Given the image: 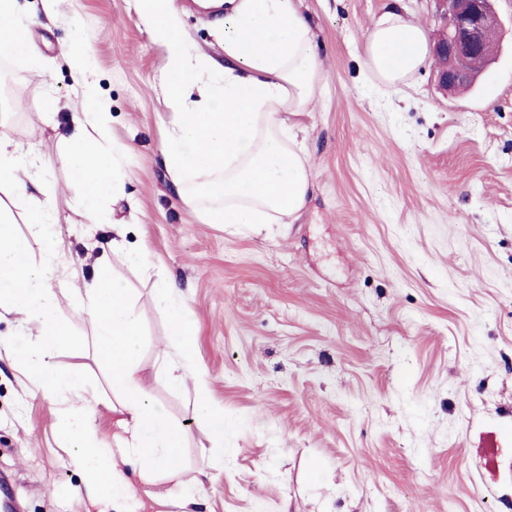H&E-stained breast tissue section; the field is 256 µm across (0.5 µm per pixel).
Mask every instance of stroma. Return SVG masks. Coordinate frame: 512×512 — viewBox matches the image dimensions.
Instances as JSON below:
<instances>
[{"label":"stroma","instance_id":"stroma-1","mask_svg":"<svg viewBox=\"0 0 512 512\" xmlns=\"http://www.w3.org/2000/svg\"><path fill=\"white\" fill-rule=\"evenodd\" d=\"M16 0L35 19L41 67L14 58L0 81L14 95L57 98L41 119L24 110L7 132L39 142L58 188L52 227L71 266L91 275L112 246V222L149 250L193 310L194 364L224 412V460L214 464L193 386L171 388L178 360L151 278L113 258L141 321L145 384L185 425L178 481L136 484L129 512H179L185 487L209 476L195 512H512V0L491 66L470 90L444 95L434 66L389 89L361 61L371 21L389 9L436 34L434 0H302L325 75L313 111L292 121L310 172L301 217L253 229L204 223L177 194L160 143L170 122L166 51L136 0ZM181 27L223 60L215 11L176 0ZM110 106L126 151L111 223L88 227L67 192L74 131L75 45ZM59 318L83 344L57 364L91 380L95 422L112 432L109 371L95 327L68 304ZM33 325L0 314V480L21 512H114L90 501L56 431L61 403L43 397L14 351Z\"/></svg>","mask_w":512,"mask_h":512}]
</instances>
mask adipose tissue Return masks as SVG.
Masks as SVG:
<instances>
[{
    "instance_id": "adipose-tissue-1",
    "label": "adipose tissue",
    "mask_w": 512,
    "mask_h": 512,
    "mask_svg": "<svg viewBox=\"0 0 512 512\" xmlns=\"http://www.w3.org/2000/svg\"><path fill=\"white\" fill-rule=\"evenodd\" d=\"M137 2L140 21L167 49L172 120L161 153L180 197L208 224L293 223L305 206L310 177L288 117L312 111L324 85L301 0H225L217 22L224 42L220 63L197 53L184 37L174 0ZM30 26L15 0H0V50L37 65L41 59L28 40ZM68 63L83 79L82 109L75 115L80 132L68 142V190L85 223L98 224L102 201L118 191L122 153L107 140L106 105L84 80L91 64L88 50L70 51ZM363 63L366 73L386 87L405 83L429 63L426 28L394 10L377 16ZM39 159L34 147H22L0 130V192L20 209L25 223L45 228L58 221L55 188L43 179L30 182L26 174ZM61 265L54 235H47L39 262H32L12 220L0 212V309L38 324V338L24 348L22 364L44 397L64 400L86 384L80 370L62 371L54 362L63 339L81 343L56 316L59 294H67L78 314L96 325L98 353L110 372L116 429L104 437L87 404L69 405L56 427L73 450L86 493L121 503L132 494V477L145 481L157 472L179 470L187 433L171 424L141 378L140 320L129 288L105 274L83 287L66 288L58 275ZM154 289L184 357L170 365L168 381L175 387L194 382L206 438L219 442L224 414L211 405L204 376L185 363L193 355V312L169 278L158 277Z\"/></svg>"
}]
</instances>
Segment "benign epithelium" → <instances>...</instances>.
<instances>
[{"label": "benign epithelium", "instance_id": "7a95c632", "mask_svg": "<svg viewBox=\"0 0 512 512\" xmlns=\"http://www.w3.org/2000/svg\"><path fill=\"white\" fill-rule=\"evenodd\" d=\"M435 0L437 16L445 33L433 44L431 52L439 67L437 78L440 87L448 89L485 67L482 48L485 35L500 27L495 9L496 0Z\"/></svg>", "mask_w": 512, "mask_h": 512}]
</instances>
